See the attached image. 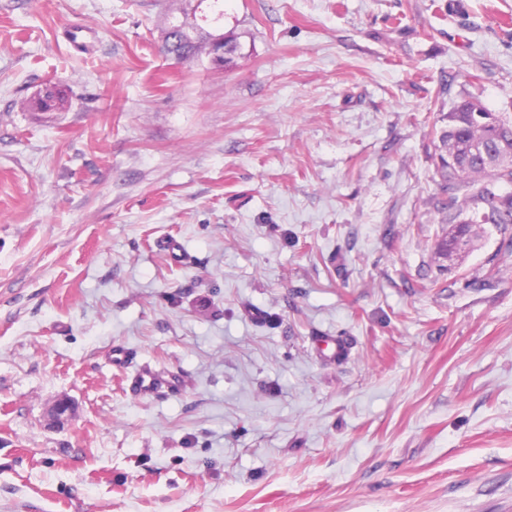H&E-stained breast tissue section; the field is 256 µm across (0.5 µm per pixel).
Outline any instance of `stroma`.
Masks as SVG:
<instances>
[{"mask_svg": "<svg viewBox=\"0 0 512 512\" xmlns=\"http://www.w3.org/2000/svg\"><path fill=\"white\" fill-rule=\"evenodd\" d=\"M464 99L512 120V0H0V512H512V225L437 252ZM165 49L177 59H186L195 53L198 46L186 33L179 30H170L166 36ZM237 46L232 40L224 35H213L206 46V54L215 65H230L233 62V55ZM179 383V378L175 374H162L151 369L141 370L134 378L135 391L139 395H151L161 388L173 390Z\"/></svg>", "mask_w": 512, "mask_h": 512, "instance_id": "35a3bbf8", "label": "stroma"}]
</instances>
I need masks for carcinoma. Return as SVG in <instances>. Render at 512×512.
<instances>
[{"label": "carcinoma", "instance_id": "obj_1", "mask_svg": "<svg viewBox=\"0 0 512 512\" xmlns=\"http://www.w3.org/2000/svg\"><path fill=\"white\" fill-rule=\"evenodd\" d=\"M165 49L178 59H186L198 49L182 30L167 33ZM490 112L470 100L457 103L448 113V125L439 135L441 191L448 195V235L439 243L443 254L455 249L461 237L473 238L476 224H512V192L496 190L499 184L512 186V124L490 125ZM466 189L464 202L471 208L469 218L458 192Z\"/></svg>", "mask_w": 512, "mask_h": 512}]
</instances>
